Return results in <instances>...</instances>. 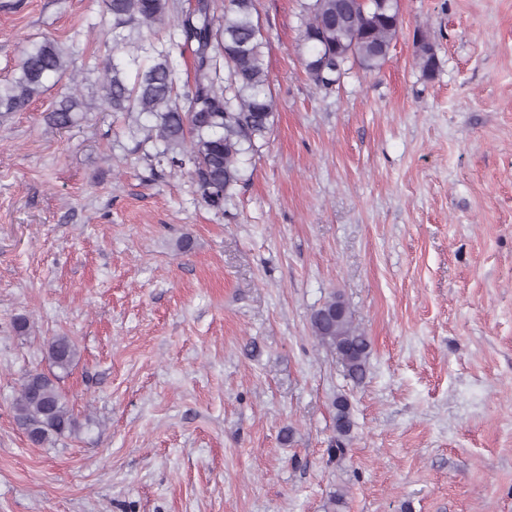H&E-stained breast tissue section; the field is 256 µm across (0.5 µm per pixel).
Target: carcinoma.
<instances>
[{
  "instance_id": "1",
  "label": "carcinoma",
  "mask_w": 512,
  "mask_h": 512,
  "mask_svg": "<svg viewBox=\"0 0 512 512\" xmlns=\"http://www.w3.org/2000/svg\"><path fill=\"white\" fill-rule=\"evenodd\" d=\"M197 0L180 11L175 0H105L112 15L113 46L102 64L98 108L147 114L154 124L137 130L155 148V158L174 169L189 168L201 199L220 209L243 180L242 157L253 151L274 125L276 106L265 60L266 39L255 0ZM403 22L398 0H308L303 6L301 41L308 78L329 92L348 64L366 72L381 70L398 41ZM163 29L167 38L145 47L121 31ZM195 45L194 81L178 85L173 52ZM415 65L431 78L440 67L434 45L424 31L415 36ZM74 70V61L55 40L25 52L18 74L0 83V110L21 112L45 90ZM78 98L65 96L50 112L49 124L66 129L74 123ZM313 336L340 361L357 383L367 375L371 345L355 323L342 296L331 294L310 317ZM79 355L66 335L53 337L48 356L67 370ZM60 377L29 371L11 404L13 420L31 444L49 446L80 430L73 408L59 385ZM335 408L336 451L344 452L353 428L348 399Z\"/></svg>"
}]
</instances>
